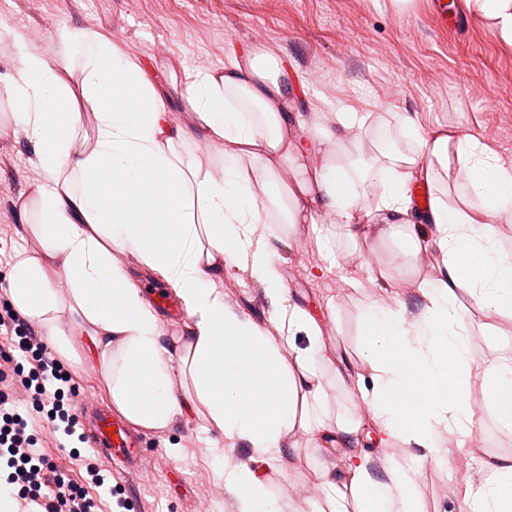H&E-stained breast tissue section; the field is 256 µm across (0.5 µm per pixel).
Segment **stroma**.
Segmentation results:
<instances>
[{
	"instance_id": "35a3bbf8",
	"label": "stroma",
	"mask_w": 512,
	"mask_h": 512,
	"mask_svg": "<svg viewBox=\"0 0 512 512\" xmlns=\"http://www.w3.org/2000/svg\"><path fill=\"white\" fill-rule=\"evenodd\" d=\"M17 32L41 31L40 45L54 51L60 29L81 26L112 33L124 51L160 83L168 85L174 122L190 124L179 108L184 70H217L230 51L261 47L278 56L302 78L294 109L308 117L349 105L365 111L381 100L397 112L420 113L425 124L447 125L476 138L504 158H512V48L503 46L488 23L469 16L444 30L432 14V0H415L411 9L396 10L390 0H0V27ZM23 137L0 138V279L14 251L31 247L18 219L36 172ZM343 252V269L321 276V262L307 238L279 245V264L291 299L323 320L326 351L342 370L367 372L359 352L358 324L366 304L398 298L416 309L420 299L408 288L410 277H429L435 262L425 257L413 273L392 272V288H352L366 270L387 263L391 243H372ZM226 296L258 319L268 305L261 284L242 271L224 277ZM334 301L335 314L325 304ZM77 354L65 366L81 394H94L108 408L105 385L91 367L88 342L74 332ZM483 379H475L471 404L478 424L465 447H449L446 467L423 463L417 475L425 512H451L465 484L479 485L486 462L512 455V434L502 431L487 410ZM43 448L75 480L86 475L73 451L97 457L91 441H78L50 429L39 433ZM141 474L127 477L128 488L110 495L100 488L106 512H238L235 502L214 483L204 460L205 434L200 419L187 416L170 430L146 432ZM289 456L263 467L270 490L285 494L290 483L315 484L316 461L340 465L344 449L315 456L310 436L292 435Z\"/></svg>"
}]
</instances>
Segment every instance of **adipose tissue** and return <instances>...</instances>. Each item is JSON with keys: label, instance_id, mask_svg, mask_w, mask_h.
Here are the masks:
<instances>
[{"label": "adipose tissue", "instance_id": "adipose-tissue-1", "mask_svg": "<svg viewBox=\"0 0 512 512\" xmlns=\"http://www.w3.org/2000/svg\"><path fill=\"white\" fill-rule=\"evenodd\" d=\"M466 4L512 47V0ZM58 42L51 55L0 33L13 61L0 80L11 108L0 135L23 136L38 173L18 210L38 248L14 256L5 286L61 356L72 355L62 316L89 336L110 404L129 425L164 431L202 418L213 479L241 512H285L259 467L298 431L350 451L342 467H320L317 512H421L420 466L443 464L449 442L461 447L473 434L477 372L490 381V415L512 433V350L471 344L495 331V318L512 319V253L498 244L500 225L512 223V160L455 129L426 128L415 113L376 127L371 113L345 107L302 122L296 77L258 48L230 54L221 71L186 72L185 126L111 34L66 28ZM88 124L91 143L77 147ZM200 139L219 164L199 160ZM454 182L470 195L451 194ZM321 224L355 246L394 243L372 283L419 255L438 259L436 276L417 284L420 311L364 308L365 376L334 371L321 322L291 301L277 262L278 242ZM228 262L261 283L267 322L227 302ZM141 274L171 285L185 315L177 340L166 341ZM462 290L473 309L459 304ZM336 384L350 411L333 410ZM364 432L386 448L380 461L359 451ZM240 446L247 461L232 454ZM461 506L512 512V455L497 458L481 487H466Z\"/></svg>", "mask_w": 512, "mask_h": 512}]
</instances>
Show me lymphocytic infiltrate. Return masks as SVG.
<instances>
[{
	"label": "lymphocytic infiltrate",
	"mask_w": 512,
	"mask_h": 512,
	"mask_svg": "<svg viewBox=\"0 0 512 512\" xmlns=\"http://www.w3.org/2000/svg\"><path fill=\"white\" fill-rule=\"evenodd\" d=\"M0 457L10 468L9 484L19 496L42 512H102L101 501L88 488L69 479L44 449L38 448V429L48 427L74 435L79 418L71 403L79 394L71 373L51 358L42 335L11 308L0 311ZM27 394L26 412L13 409L15 391Z\"/></svg>",
	"instance_id": "obj_1"
}]
</instances>
